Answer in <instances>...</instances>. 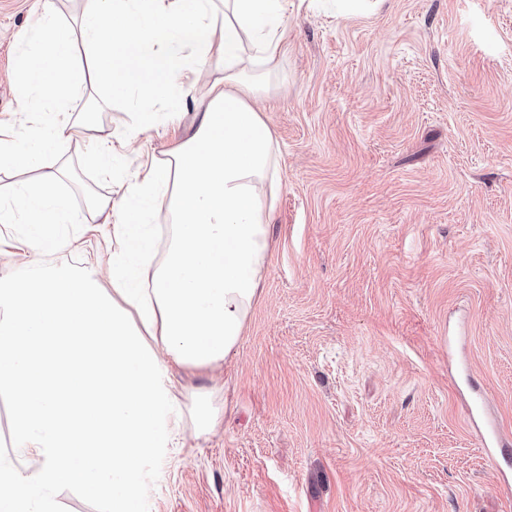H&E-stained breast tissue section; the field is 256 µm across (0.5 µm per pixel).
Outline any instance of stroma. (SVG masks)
<instances>
[{
  "label": "stroma",
  "mask_w": 512,
  "mask_h": 512,
  "mask_svg": "<svg viewBox=\"0 0 512 512\" xmlns=\"http://www.w3.org/2000/svg\"><path fill=\"white\" fill-rule=\"evenodd\" d=\"M35 0H0V121L20 122L14 32ZM288 48L257 107L281 188L261 294L235 352L179 370L224 425L142 467V512H512L468 418L473 386L512 432V0H383L341 14L288 0ZM133 98L60 148L72 247L44 267L106 268L85 190L120 198L197 123L132 136ZM91 161L105 177L112 175V134L101 130L96 137L94 149L89 154Z\"/></svg>",
  "instance_id": "stroma-1"
}]
</instances>
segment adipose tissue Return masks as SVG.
Listing matches in <instances>:
<instances>
[{
	"mask_svg": "<svg viewBox=\"0 0 512 512\" xmlns=\"http://www.w3.org/2000/svg\"><path fill=\"white\" fill-rule=\"evenodd\" d=\"M284 0H82L79 27L44 0L18 37L13 84L28 115L0 129V169L37 170L0 223L23 214L26 252L69 247L62 168H37L77 132L80 86L131 96L139 132L179 125L198 98L194 134L149 166L119 200L87 193L112 227L111 294L93 274L54 267L0 277V387L13 395V444L0 451V512H57L61 484L95 486L110 512H140L143 464L180 440L169 369H208L234 352L269 251L268 211L280 187L276 140L253 98L260 67L283 49ZM85 64L76 60L77 47ZM221 74L197 92L212 61ZM172 232L153 264L152 210Z\"/></svg>",
	"mask_w": 512,
	"mask_h": 512,
	"instance_id": "1",
	"label": "adipose tissue"
}]
</instances>
